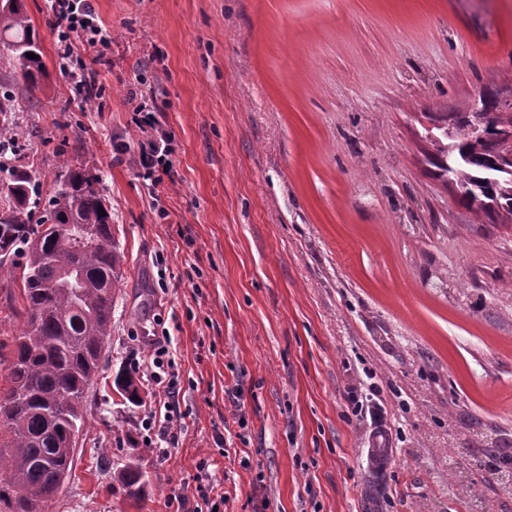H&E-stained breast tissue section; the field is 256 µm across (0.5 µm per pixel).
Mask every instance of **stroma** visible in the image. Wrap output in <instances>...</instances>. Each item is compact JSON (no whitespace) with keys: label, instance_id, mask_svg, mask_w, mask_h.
I'll return each mask as SVG.
<instances>
[{"label":"stroma","instance_id":"stroma-1","mask_svg":"<svg viewBox=\"0 0 512 512\" xmlns=\"http://www.w3.org/2000/svg\"><path fill=\"white\" fill-rule=\"evenodd\" d=\"M91 4L112 44L66 61L48 0H24L47 76L20 162L44 198L59 157L101 174L125 255L51 512H512V484L477 481L512 448V215L461 204L426 161L433 118L512 98V0ZM138 102L171 136L163 191L139 175ZM153 335L184 418L163 458L142 427L162 388L133 406L114 386ZM370 386L394 437L375 473L348 401ZM144 474L138 467L131 464L122 472L121 480L124 483L127 493L130 497L141 499L145 492Z\"/></svg>","mask_w":512,"mask_h":512}]
</instances>
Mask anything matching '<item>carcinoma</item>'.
Instances as JSON below:
<instances>
[{"label": "carcinoma", "instance_id": "cac0c4a2", "mask_svg": "<svg viewBox=\"0 0 512 512\" xmlns=\"http://www.w3.org/2000/svg\"><path fill=\"white\" fill-rule=\"evenodd\" d=\"M0 9V44L13 53L12 79H0V141H18L26 131L12 119L18 94L40 90L46 77L40 39L23 0ZM37 58L31 59L26 53ZM439 141L428 158L434 175L444 178L448 159L456 160L453 184L466 189L459 200L512 214V174L498 166L495 150L475 141L468 115L435 126ZM452 130L451 137L444 132ZM58 189L47 200L49 223L29 224L31 177L10 159L0 160V277L19 284L25 321L8 352L0 344L7 387L0 390V505L5 512H49L61 483L71 472L68 442L85 427L83 402L112 334L114 292L123 279L122 257L112 233L111 212L99 215L105 198L102 177L59 159ZM23 253L24 262L16 260ZM120 393L141 402L140 381L132 373L116 378ZM121 480L130 497L144 496V474L131 464Z\"/></svg>", "mask_w": 512, "mask_h": 512}]
</instances>
